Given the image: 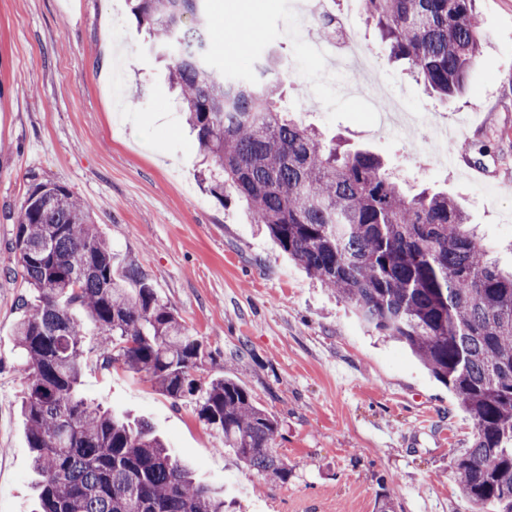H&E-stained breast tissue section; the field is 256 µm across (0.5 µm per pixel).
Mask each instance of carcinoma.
I'll return each instance as SVG.
<instances>
[{"label":"carcinoma","mask_w":512,"mask_h":512,"mask_svg":"<svg viewBox=\"0 0 512 512\" xmlns=\"http://www.w3.org/2000/svg\"><path fill=\"white\" fill-rule=\"evenodd\" d=\"M139 26L171 59L169 81L196 133L210 192L244 201L254 223L356 316L405 344L473 421L471 445L449 474L473 512H512V272L487 258L448 193L407 195L380 157L342 153L285 117L272 55L257 84L209 63L206 0H131ZM389 42V59L442 99L465 92L479 61L476 0H359ZM192 25H187L186 20ZM93 205L33 180L15 214V249L29 293L14 336L21 412L36 491L34 512H224L144 419L115 415L82 392L86 356L143 373L199 419L248 470L288 483L274 450L277 419L229 377L130 263L113 269Z\"/></svg>","instance_id":"1"}]
</instances>
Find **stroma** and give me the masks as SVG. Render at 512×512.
I'll return each instance as SVG.
<instances>
[{
    "label": "stroma",
    "mask_w": 512,
    "mask_h": 512,
    "mask_svg": "<svg viewBox=\"0 0 512 512\" xmlns=\"http://www.w3.org/2000/svg\"><path fill=\"white\" fill-rule=\"evenodd\" d=\"M293 0H210V55L246 75L275 53L299 63L282 27ZM483 35L466 94L442 101L390 63L358 17L369 74L302 64L278 107L337 139L370 148L407 195L448 192L500 268H512V0H476ZM168 59L139 29L129 0H0V512H31L30 454L14 327L25 286L15 273L14 215L32 179L93 204L116 268L136 263L212 354L210 374L238 378L276 416L287 484L250 475L190 403L142 375L88 355L85 393L147 417L171 448L221 487L234 512H472L448 478L473 423L409 350L384 341L335 292L253 224L237 201L200 183L198 145L168 83ZM457 132L444 155L379 128L391 102Z\"/></svg>",
    "instance_id": "stroma-1"
}]
</instances>
